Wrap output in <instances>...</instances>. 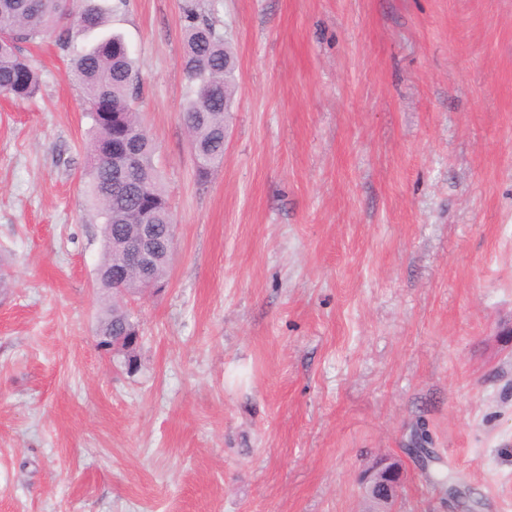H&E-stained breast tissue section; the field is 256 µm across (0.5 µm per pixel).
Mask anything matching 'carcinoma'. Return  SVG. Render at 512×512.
<instances>
[{
    "mask_svg": "<svg viewBox=\"0 0 512 512\" xmlns=\"http://www.w3.org/2000/svg\"><path fill=\"white\" fill-rule=\"evenodd\" d=\"M74 4L77 19L72 28L63 20L59 0H0V96L23 101L40 90L39 69L21 53L22 45L53 36L70 51V73L82 90L91 121L86 192L102 224L98 284L112 291V304L103 311L97 332L121 336L136 326L122 303L123 289L134 293L142 275L112 250L109 236H131L138 225L151 224L156 235L165 238L173 218L153 161L155 144L134 108L140 90L136 61L124 38L112 32L106 9L96 0ZM184 21L183 117L190 144L201 159L197 172L203 179L224 157V115L232 101L235 67L216 19L189 5ZM171 255L162 252L149 275L165 281Z\"/></svg>",
    "mask_w": 512,
    "mask_h": 512,
    "instance_id": "cac0c4a2",
    "label": "carcinoma"
}]
</instances>
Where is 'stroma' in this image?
<instances>
[{
	"instance_id": "1",
	"label": "stroma",
	"mask_w": 512,
	"mask_h": 512,
	"mask_svg": "<svg viewBox=\"0 0 512 512\" xmlns=\"http://www.w3.org/2000/svg\"><path fill=\"white\" fill-rule=\"evenodd\" d=\"M174 217L166 287L95 346L89 120L54 39L0 97V512H512V0H106ZM236 62L199 178L183 10ZM425 434L430 482L410 455ZM402 471L399 463L387 457L377 459L364 473L363 488L377 504L376 512H393V504ZM384 489V492H380Z\"/></svg>"
}]
</instances>
